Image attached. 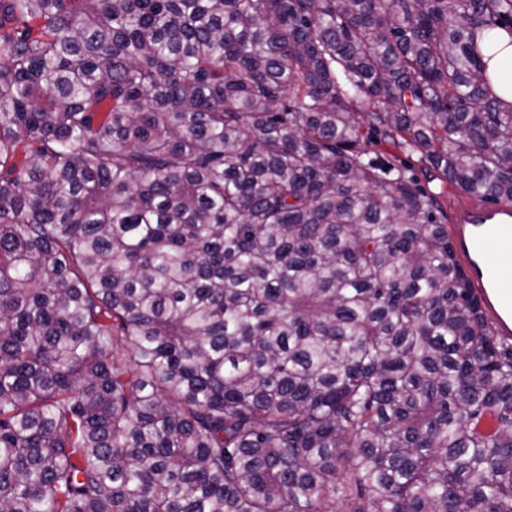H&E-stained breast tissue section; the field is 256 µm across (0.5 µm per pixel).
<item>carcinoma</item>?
Instances as JSON below:
<instances>
[{"instance_id":"1","label":"carcinoma","mask_w":512,"mask_h":512,"mask_svg":"<svg viewBox=\"0 0 512 512\" xmlns=\"http://www.w3.org/2000/svg\"><path fill=\"white\" fill-rule=\"evenodd\" d=\"M512 0H0V512H512ZM481 64L491 93L503 107L512 108V35L504 27L484 33L479 40ZM365 149L368 151L371 157L379 156L383 158H389L398 166L413 172L418 177L420 184L424 187L429 186L432 190H434L440 183L438 180H433L430 182L429 179H432L430 178V175L437 173H434L432 169L429 168L427 172L425 171L427 165L425 162H422L420 154L418 153L396 152L395 156H390L387 154L384 146L379 143V136L376 134L372 135V137L366 143ZM443 184L449 233L480 303L496 332L512 342V203L460 198ZM511 269V280L503 269Z\"/></svg>"}]
</instances>
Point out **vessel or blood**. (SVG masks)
Listing matches in <instances>:
<instances>
[{
    "label": "vessel or blood",
    "mask_w": 512,
    "mask_h": 512,
    "mask_svg": "<svg viewBox=\"0 0 512 512\" xmlns=\"http://www.w3.org/2000/svg\"><path fill=\"white\" fill-rule=\"evenodd\" d=\"M449 233L480 303L499 335H512V203L448 196Z\"/></svg>",
    "instance_id": "1"
}]
</instances>
